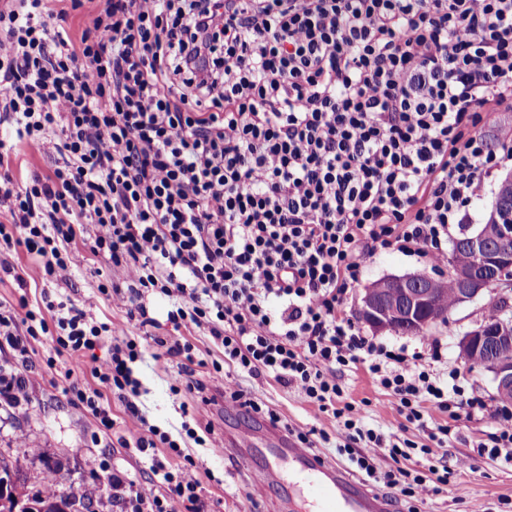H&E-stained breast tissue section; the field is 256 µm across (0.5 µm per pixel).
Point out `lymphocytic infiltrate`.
<instances>
[{"label":"lymphocytic infiltrate","mask_w":512,"mask_h":512,"mask_svg":"<svg viewBox=\"0 0 512 512\" xmlns=\"http://www.w3.org/2000/svg\"><path fill=\"white\" fill-rule=\"evenodd\" d=\"M88 19L72 35L74 14ZM512 0H0V243L25 248L70 281L89 257L123 272L100 285L128 318L152 324L144 298L168 297L175 327L224 351L206 377L194 346L171 383L210 405L261 412L232 373L300 388L340 419L339 454L367 476L375 458L425 470L384 473L406 498L448 482L437 450L449 422L486 411L459 376L444 379L405 346L365 336L338 311L379 250L448 266V227L483 179L512 158ZM493 129L496 140L485 132ZM56 158L15 179L16 144ZM82 249H75V242ZM25 334L0 311V349L27 359L50 337L64 394L114 434L105 391L142 426L132 446L147 485L112 473L120 512H210L198 466L135 402L138 339L98 321L92 301L45 300ZM110 355L95 362V351ZM365 364L430 444L386 441L346 400L341 371ZM90 372L93 385L77 375ZM478 455L512 466V412Z\"/></svg>","instance_id":"f902f5d3"}]
</instances>
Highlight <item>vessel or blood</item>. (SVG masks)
Wrapping results in <instances>:
<instances>
[{"mask_svg":"<svg viewBox=\"0 0 512 512\" xmlns=\"http://www.w3.org/2000/svg\"><path fill=\"white\" fill-rule=\"evenodd\" d=\"M268 431L270 458L252 469L259 487L273 485L288 470L300 486L298 512H391L383 494L352 482L341 467L302 447L286 429L272 425Z\"/></svg>","mask_w":512,"mask_h":512,"instance_id":"1","label":"vessel or blood"}]
</instances>
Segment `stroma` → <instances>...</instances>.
<instances>
[{
  "mask_svg": "<svg viewBox=\"0 0 512 512\" xmlns=\"http://www.w3.org/2000/svg\"><path fill=\"white\" fill-rule=\"evenodd\" d=\"M8 259L23 268L28 284L27 290L22 291L11 277L0 278V305L11 309L17 317H24L26 310L41 307L46 295L58 302L69 300L77 304L91 298L97 305L100 321L126 323L129 335L141 338L145 353L137 364L142 383L137 404L149 424L160 430L176 433L186 417L194 415L201 422L212 423L216 436L222 437L243 425L262 424L266 412L271 411L290 430L304 432L316 427L335 434L337 421L332 414L308 402L297 387H285L270 378L243 376L238 380L242 389L261 402L263 410L259 413L243 408L227 409L220 404L206 406L189 393H173L170 383L180 369V360L168 355V342L184 338L192 343L197 362L195 370L200 374L212 370L214 364L223 363L224 355L206 332L175 329L167 320L169 301L158 293H148L145 298L155 325L143 326L139 321L127 320L124 309L113 305L97 291L100 283L121 279V270L112 265L97 261L95 269L84 270L64 283L47 280L24 248L10 252ZM429 269L424 259L415 256L396 251L376 252L359 285L350 288L344 297V317L356 319V300L363 287L391 274ZM490 303V298L484 297L459 307L451 313L448 322L435 325L425 338L389 332L379 336L380 341L403 345L409 352L418 353L421 364L427 368L444 374L457 372L468 392L481 397L489 407L488 414L452 422L448 443L443 449V460L450 471L447 485L418 500L401 499L395 506L396 512H500L502 501H512V467L479 456L474 448L484 433L493 430L496 418L492 411L500 407L501 401L491 374L470 367L458 347L464 334L483 323ZM433 339L438 341V349H431L429 342ZM33 348L31 363L40 376L28 389L21 406L15 408L0 399V455L18 461L29 480L34 481L42 466L30 451L43 449L47 458L62 466L60 490H67L72 479H83L97 489L96 512H115L110 468L139 478L143 475V465L129 449L118 446L106 449L92 443L93 420L70 404L62 393V374L48 366L54 355L50 341L40 340ZM341 384L348 401L364 406L370 428L395 442L408 439L419 445L428 443V429L410 424L399 414L393 399L386 395L365 365L345 371ZM182 450L196 461L203 493L213 512H284L288 498L285 485L275 484L259 494H251L253 459L209 451L189 439L183 443ZM461 460L466 463L462 469L457 466Z\"/></svg>",
  "mask_w": 512,
  "mask_h": 512,
  "instance_id": "1",
  "label": "stroma"
}]
</instances>
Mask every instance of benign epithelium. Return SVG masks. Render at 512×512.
Returning <instances> with one entry per match:
<instances>
[{
    "label": "benign epithelium",
    "mask_w": 512,
    "mask_h": 512,
    "mask_svg": "<svg viewBox=\"0 0 512 512\" xmlns=\"http://www.w3.org/2000/svg\"><path fill=\"white\" fill-rule=\"evenodd\" d=\"M512 206V173L498 185L493 205L483 223L461 230L462 242L475 257L472 268L448 265V277L459 289L458 305L470 303L501 288L512 286V249L506 245L508 232L497 213V206ZM432 277L425 272L390 275L365 287L358 299L361 319L374 331L414 334L434 326L440 317L432 312ZM505 306L497 326L479 325L459 342L462 355L484 345L490 351L482 368L492 373L497 392L512 391V297L503 296ZM0 507L7 512L34 508L15 486L0 479Z\"/></svg>",
    "instance_id": "1"
}]
</instances>
